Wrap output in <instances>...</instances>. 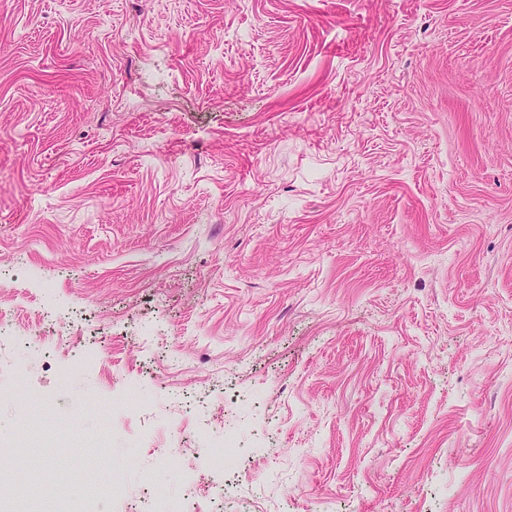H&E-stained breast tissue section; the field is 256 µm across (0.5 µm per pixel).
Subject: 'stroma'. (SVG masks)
<instances>
[{"mask_svg": "<svg viewBox=\"0 0 512 512\" xmlns=\"http://www.w3.org/2000/svg\"><path fill=\"white\" fill-rule=\"evenodd\" d=\"M0 277V478L512 512V0H0Z\"/></svg>", "mask_w": 512, "mask_h": 512, "instance_id": "obj_1", "label": "stroma"}]
</instances>
